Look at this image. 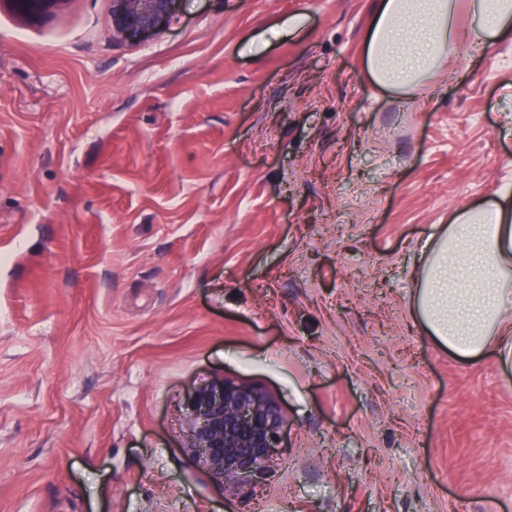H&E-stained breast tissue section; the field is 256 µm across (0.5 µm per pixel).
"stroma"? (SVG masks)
I'll list each match as a JSON object with an SVG mask.
<instances>
[{"mask_svg":"<svg viewBox=\"0 0 512 512\" xmlns=\"http://www.w3.org/2000/svg\"><path fill=\"white\" fill-rule=\"evenodd\" d=\"M374 0H0V512H512V371L414 324L437 226L512 187V44L431 94L363 67ZM286 425L186 450L213 379ZM180 0H110L113 35L135 41L156 32ZM188 411L187 448L222 484L260 475L285 425L283 408L272 394L224 378L197 390Z\"/></svg>","mask_w":512,"mask_h":512,"instance_id":"stroma-1","label":"stroma"}]
</instances>
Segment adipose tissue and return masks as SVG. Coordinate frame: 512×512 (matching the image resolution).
<instances>
[{
	"mask_svg": "<svg viewBox=\"0 0 512 512\" xmlns=\"http://www.w3.org/2000/svg\"><path fill=\"white\" fill-rule=\"evenodd\" d=\"M472 22L460 27L459 5ZM512 43V0H377L363 65L379 88L435 89L461 51ZM420 328L462 359L494 349L512 366V192L455 210L433 234L409 300Z\"/></svg>",
	"mask_w": 512,
	"mask_h": 512,
	"instance_id": "adipose-tissue-1",
	"label": "adipose tissue"
}]
</instances>
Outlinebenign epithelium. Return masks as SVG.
<instances>
[{"label":"benign epithelium","mask_w":512,"mask_h":512,"mask_svg":"<svg viewBox=\"0 0 512 512\" xmlns=\"http://www.w3.org/2000/svg\"><path fill=\"white\" fill-rule=\"evenodd\" d=\"M13 8L36 16L60 0H10ZM113 35L135 41L157 31L178 0H110ZM285 425L283 408L256 386L215 379L188 404V445L211 476L239 484L262 473Z\"/></svg>","instance_id":"benign-epithelium-1"}]
</instances>
